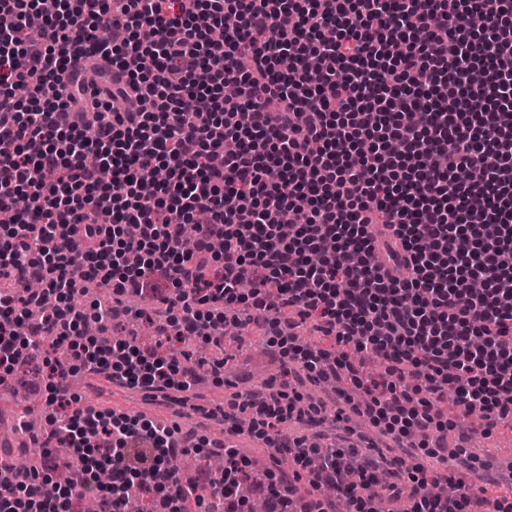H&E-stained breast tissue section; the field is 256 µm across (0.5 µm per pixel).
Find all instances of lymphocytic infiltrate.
Segmentation results:
<instances>
[{
  "instance_id": "f902f5d3",
  "label": "lymphocytic infiltrate",
  "mask_w": 512,
  "mask_h": 512,
  "mask_svg": "<svg viewBox=\"0 0 512 512\" xmlns=\"http://www.w3.org/2000/svg\"><path fill=\"white\" fill-rule=\"evenodd\" d=\"M511 2L0 0V317L11 323L0 386L19 358L71 344L87 318L118 320L116 306L90 317L71 307L76 269L116 295L156 299L185 335L231 315L272 335L286 378L236 395L224 415L271 458H292V473L262 489L271 512H339L343 501L402 512L408 498L411 512H512L505 490L476 492L422 463L512 430ZM109 28L122 39L99 38ZM82 55L110 76L108 96L85 98L70 69ZM290 210L303 221L284 223ZM306 323L319 345L302 340ZM81 361L131 387L196 380L132 338ZM49 369L51 384L33 390L64 407L74 454L95 433L116 476L100 487L87 461L74 487L97 492L105 512L158 488L164 512H183L172 461L201 437L75 408L60 382L73 365ZM346 379L364 399L336 419L356 414L406 449L389 473L355 445L282 430L325 413L306 382ZM223 453V474L204 473L201 487L224 512H247L237 489L252 461ZM7 486L0 512H58L73 489L35 473Z\"/></svg>"
}]
</instances>
